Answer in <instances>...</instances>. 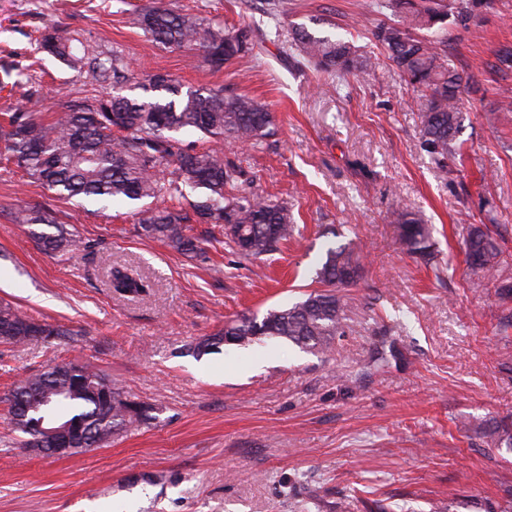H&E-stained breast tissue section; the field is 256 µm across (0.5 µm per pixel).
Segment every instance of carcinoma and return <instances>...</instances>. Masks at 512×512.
<instances>
[{
	"label": "carcinoma",
	"instance_id": "1",
	"mask_svg": "<svg viewBox=\"0 0 512 512\" xmlns=\"http://www.w3.org/2000/svg\"><path fill=\"white\" fill-rule=\"evenodd\" d=\"M491 0H381L395 20L377 27L376 41L388 60L414 90L425 93L420 104L421 139L424 150L439 169L453 172L461 151L458 133L463 120L464 95L469 78L448 65L446 30L448 19L467 25L474 10L490 6ZM135 24L155 43L200 52L205 62L220 67L213 52H223L228 64L254 50L259 36L247 27L228 31L219 24L163 6H146L136 12ZM300 48L297 64H312L340 76L364 79L375 62L359 53L350 42L320 36L305 26L295 30ZM36 52L59 58L81 79L78 98L58 104L49 115L32 106L41 98L43 86L28 73L19 72L13 85L25 87L30 106L5 113L0 138L5 142L3 160L12 164L26 184H37L57 199L80 197L97 203H137L183 194L186 187L200 192L195 212L207 224L224 229L238 254L245 258L269 255L293 237L294 218L288 206L252 193H234L241 174L213 148L197 151L181 143L175 134L197 131L221 142L233 139L255 147L273 136L276 121L268 105L256 98L222 88L182 91L166 75L149 76L146 99L115 95L107 87L131 80L122 52L83 38L57 25L36 39ZM173 159L171 177L161 169ZM138 232L159 239L180 254L198 256L199 239L188 234L190 218L166 206L139 207ZM12 221L29 226H47L49 232L34 236L46 251H73L81 240L68 233L51 206L20 209ZM399 242L411 255L433 258L434 241L428 225L412 212L397 209L391 214ZM471 270L495 288L503 302L512 300V278L504 274L511 254H504L488 224H471L464 241ZM321 288L298 302L270 309L262 318L242 316L224 325L221 332L197 341L196 356L217 350L225 341L238 345L265 340H284L310 353L332 349L345 335L346 302L339 289L357 284L360 265L349 243L330 246L315 272ZM110 286L119 294H141L148 284L124 268L110 271ZM66 331L33 321L20 310L0 304V336L12 343L37 337L63 336ZM396 356L395 342L381 338L375 345L371 366L379 368ZM9 414L15 428L27 435L24 447L50 448L45 430L67 424L81 429L74 447L87 452L112 437L149 423L153 407L132 399L123 389L88 365L62 362L32 374L14 386ZM459 429L477 432L490 445L512 452V420L502 418L490 427L463 420Z\"/></svg>",
	"mask_w": 512,
	"mask_h": 512
}]
</instances>
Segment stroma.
I'll list each match as a JSON object with an SVG mask.
<instances>
[{
    "mask_svg": "<svg viewBox=\"0 0 512 512\" xmlns=\"http://www.w3.org/2000/svg\"><path fill=\"white\" fill-rule=\"evenodd\" d=\"M153 0H0V81L24 71L71 97L73 70L33 40L65 24L122 49L133 76L120 95L144 97L146 75L182 89L224 87L265 102L277 132L258 147L227 139L255 194L287 202L299 228L275 254L241 257L221 229L188 259L140 235L134 209L57 201L0 169V302L68 333L0 344V512H512V454L465 435L463 419L512 416V338L504 306L471 272L463 238L494 224L512 249V123L498 120L495 71L512 49V0L449 24L448 63L471 76V108L458 135L456 173L444 177L424 151L419 96L375 40L393 22L376 0H160L263 41L253 56L213 68L152 42L133 23ZM352 40L376 58L357 82L298 67L296 25ZM52 204L86 244L42 250L11 212ZM404 206L432 229V263L407 254L388 221ZM353 243L361 264L345 289L349 328L330 354L284 341L221 346L197 356L192 343L237 316H263L317 289L330 244ZM136 271L146 293L120 295L112 267ZM396 362L373 369L379 337ZM93 366L136 400L150 425L68 458L20 447L6 398L14 384L57 362Z\"/></svg>",
    "mask_w": 512,
    "mask_h": 512,
    "instance_id": "obj_1",
    "label": "stroma"
}]
</instances>
